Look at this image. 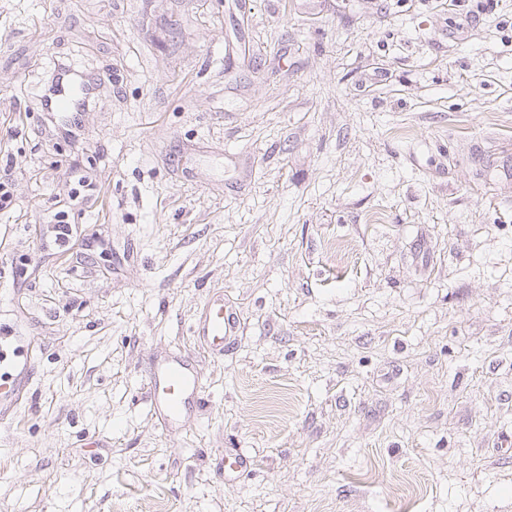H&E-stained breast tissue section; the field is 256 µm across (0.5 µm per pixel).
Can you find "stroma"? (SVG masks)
I'll use <instances>...</instances> for the list:
<instances>
[{"mask_svg":"<svg viewBox=\"0 0 512 512\" xmlns=\"http://www.w3.org/2000/svg\"><path fill=\"white\" fill-rule=\"evenodd\" d=\"M0 181V512H512V0H0ZM66 75L68 76H62L59 82L57 79L48 92V108L45 109L47 112H75L78 100L82 97L72 93L73 89L78 87L83 96L90 90L74 72L69 71ZM235 318L224 312V303L213 301L198 325V336L211 348L223 350L224 340L232 333ZM30 342L17 324H0V421H10L31 385ZM148 386L166 427L179 420L186 410L187 400L198 393L195 373L180 359L155 365L148 376Z\"/></svg>","mask_w":512,"mask_h":512,"instance_id":"obj_1","label":"stroma"}]
</instances>
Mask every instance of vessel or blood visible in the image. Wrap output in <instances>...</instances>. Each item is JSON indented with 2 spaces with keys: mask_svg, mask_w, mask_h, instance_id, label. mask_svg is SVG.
<instances>
[{
  "mask_svg": "<svg viewBox=\"0 0 512 512\" xmlns=\"http://www.w3.org/2000/svg\"><path fill=\"white\" fill-rule=\"evenodd\" d=\"M83 82L71 73L54 83L49 92L48 109L52 112L74 111L79 97L77 88ZM235 319L225 312L222 302H212L200 320L198 334L214 349H223L232 333ZM30 343L18 326L0 324V421L11 420L18 404L29 393L31 385ZM149 390L157 413L165 426H172L184 414L190 396L196 395V375L180 359L163 361L148 376Z\"/></svg>",
  "mask_w": 512,
  "mask_h": 512,
  "instance_id": "1",
  "label": "vessel or blood"
}]
</instances>
